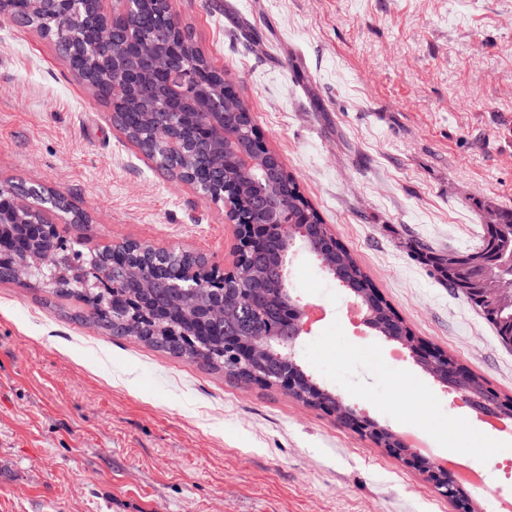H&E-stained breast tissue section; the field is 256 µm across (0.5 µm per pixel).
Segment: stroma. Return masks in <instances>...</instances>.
<instances>
[{"mask_svg":"<svg viewBox=\"0 0 512 512\" xmlns=\"http://www.w3.org/2000/svg\"><path fill=\"white\" fill-rule=\"evenodd\" d=\"M232 75L267 148L415 336L512 397V346L405 248L479 241L512 210V0H172ZM258 37L252 46L242 31ZM36 28L0 14V182L65 193L87 248L177 247L231 268L236 226L158 168ZM325 317L297 363L345 404L448 450L459 395L392 342L356 338L348 296L294 252ZM471 466L512 496V427L469 418ZM0 512H456L336 415L89 322L35 279L0 281Z\"/></svg>","mask_w":512,"mask_h":512,"instance_id":"obj_1","label":"stroma"}]
</instances>
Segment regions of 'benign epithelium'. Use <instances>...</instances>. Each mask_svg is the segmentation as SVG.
Listing matches in <instances>:
<instances>
[{
  "instance_id": "7a95c632",
  "label": "benign epithelium",
  "mask_w": 512,
  "mask_h": 512,
  "mask_svg": "<svg viewBox=\"0 0 512 512\" xmlns=\"http://www.w3.org/2000/svg\"><path fill=\"white\" fill-rule=\"evenodd\" d=\"M37 4L44 12L65 20L74 15L72 10L65 8L66 0H37ZM151 67L167 80L168 91L164 100L167 107L183 120L201 122L204 136L209 141L227 136L226 129L237 113L225 111L224 96L212 94L192 69L183 68L176 72L169 70L166 58L161 53L152 55ZM248 136L256 141L258 151L240 154L239 174L242 180L257 183L266 165L270 162L279 164L281 159L277 153L263 145L257 130L249 131ZM69 203L71 200L65 194L44 185H30L22 193L12 185H3L0 187V224H24L38 230L39 236L44 239L54 241L60 238L58 225L41 223L40 212L52 207L62 209ZM317 230L319 226L315 224L299 223L298 218L289 215L288 210L273 198L266 207V219L263 223L237 226L238 254L243 259H251L258 264L269 262L270 286L280 289L283 294V303L277 312V332L259 336L225 332V347L239 359L247 362L259 357L263 359L261 365L242 378L248 384L270 383L290 396L299 391L300 366L294 360V349L302 337L310 334V328L305 323L306 306L288 294L284 279L289 253L298 241L314 235ZM272 236L276 237L278 248L270 257L265 253L264 245ZM135 248L139 252V266L131 268L127 263V256ZM108 250L112 251V265L107 272L98 274L92 283L94 288L111 285L113 275L118 270L125 272L123 282L130 288H146L150 283H162L184 293H195L201 288H222L232 280H241L238 268L223 270L214 265L210 266L203 256L186 251L181 252L184 259L174 270L170 266V258L174 252L169 248L125 241L113 244ZM41 261V256L34 253L28 259L13 262L7 268V278L17 281L26 279L33 274L34 268L40 266ZM474 266L478 270V291L488 309L500 312L512 308V294L502 286V274L512 270V261L500 258L497 263L500 270L498 275L488 274V268L479 262L474 263ZM151 320L152 317L145 308L139 306L134 309L131 322H120L118 327L128 336H138ZM202 323L223 325L227 328L236 325L224 307L221 294H212ZM401 340L414 362L434 380L446 387H454L462 397L469 398L465 393L469 373L462 365L450 362L442 369L436 365V361L443 357L440 351L413 336H403ZM314 404L336 414L346 424L366 436H371L376 431L388 433L395 441L392 448L388 449L389 453L405 465L421 469L428 482L457 505L458 512H477L472 497L448 467L436 459L419 454L406 444L401 434L379 425L365 413L339 401L330 402L320 397L314 400Z\"/></svg>"
}]
</instances>
